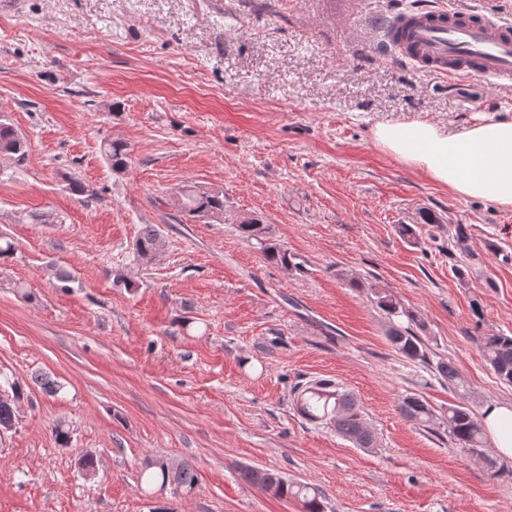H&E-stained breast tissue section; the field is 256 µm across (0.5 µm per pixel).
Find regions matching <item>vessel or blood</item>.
Segmentation results:
<instances>
[{"label":"vessel or blood","instance_id":"obj_1","mask_svg":"<svg viewBox=\"0 0 512 512\" xmlns=\"http://www.w3.org/2000/svg\"><path fill=\"white\" fill-rule=\"evenodd\" d=\"M377 52L453 75L512 77V21L458 0H424L375 17Z\"/></svg>","mask_w":512,"mask_h":512}]
</instances>
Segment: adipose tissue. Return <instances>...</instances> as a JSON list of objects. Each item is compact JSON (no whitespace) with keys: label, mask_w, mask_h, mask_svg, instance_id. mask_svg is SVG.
Here are the masks:
<instances>
[{"label":"adipose tissue","mask_w":512,"mask_h":512,"mask_svg":"<svg viewBox=\"0 0 512 512\" xmlns=\"http://www.w3.org/2000/svg\"><path fill=\"white\" fill-rule=\"evenodd\" d=\"M373 139L406 165L463 199H487L512 209V119L476 123L451 135L432 121L380 124ZM483 422L496 452L512 458V403H492Z\"/></svg>","instance_id":"ef3b65f1"}]
</instances>
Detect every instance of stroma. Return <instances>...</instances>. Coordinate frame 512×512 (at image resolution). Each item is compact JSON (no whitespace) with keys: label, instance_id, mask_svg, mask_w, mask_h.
<instances>
[{"label":"stroma","instance_id":"1","mask_svg":"<svg viewBox=\"0 0 512 512\" xmlns=\"http://www.w3.org/2000/svg\"><path fill=\"white\" fill-rule=\"evenodd\" d=\"M414 2L0 0V113L27 142L0 158V234L15 247L0 261V384L24 390L0 434V512H302L245 483V467L319 487L327 512H512V459L488 444L468 456L445 429L460 399L512 402L479 343L512 336V210L459 198L372 135L512 117V79L379 57L372 18ZM116 139L132 149L122 173L101 151ZM193 183L223 189V222L182 215ZM243 215L302 270L267 262ZM148 225L165 247L140 265ZM458 233L464 248L449 247ZM378 289L420 317L458 388L394 352ZM320 379L356 397L377 448L298 413L295 387ZM411 392L429 426L401 414ZM149 456L193 464L196 490L146 493Z\"/></svg>","mask_w":512,"mask_h":512}]
</instances>
